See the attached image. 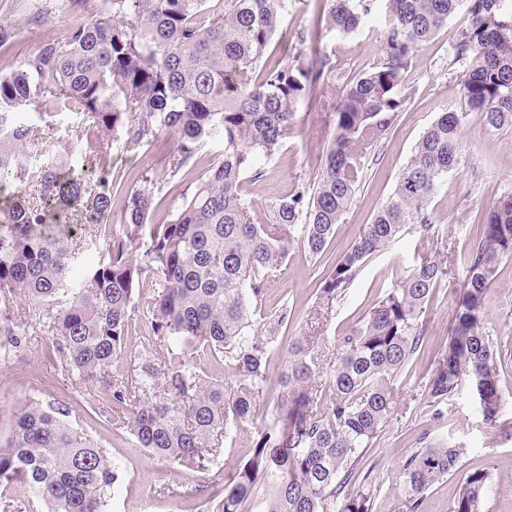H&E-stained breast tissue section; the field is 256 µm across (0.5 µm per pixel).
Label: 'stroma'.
<instances>
[{"label":"stroma","instance_id":"stroma-1","mask_svg":"<svg viewBox=\"0 0 512 512\" xmlns=\"http://www.w3.org/2000/svg\"><path fill=\"white\" fill-rule=\"evenodd\" d=\"M25 3L26 0H0V23L13 28L10 43L0 48V73L14 70L43 42L61 38L59 20H66L70 25L84 24L109 8V0H84L78 9L61 10L51 14L43 25L31 26L24 16ZM465 22L464 14H456L416 56L407 74L411 98L338 224L329 250L313 257L303 249L293 248L284 277L271 283L270 305H287L290 319L287 329L279 334L278 349L269 366L270 377H277L294 337L319 333L323 338L322 355L328 359L335 357L337 338L361 320L422 257L433 252L431 240L405 232L362 268L324 316H316L323 273L358 236L363 225L370 223L392 192L425 129L440 113L463 110L459 86L449 72L448 44ZM382 28L381 18L375 16L364 22L357 33H326L322 48L332 59L333 74L323 86L319 103L298 104L278 155L264 164V177L247 184V191L256 199L269 202L290 194L297 183L313 180L335 127L336 105L346 86L376 63ZM461 142L463 160L431 203L447 257L422 317L424 348L401 375L408 393L425 382L436 354L448 341L450 318L464 277L460 258L479 241L486 206L504 192L512 191V132L492 136L471 120L462 128ZM176 144L175 134L169 132L136 151L112 152L113 171L119 180L129 181L140 171L153 169L161 196V203L150 218L154 224L168 221L186 191L184 182L165 173L168 155ZM485 326L498 346L500 385L512 393V256L504 258L498 267L486 301ZM57 399L69 402L72 426L105 448L120 465L121 475L112 490L111 512H189L198 506L206 495L220 490L225 477L247 460L254 438L268 422L277 401L276 395L266 396L257 405L253 417L234 435L232 443L225 446L223 456L210 463L206 473L200 474L149 456L136 447L128 433L113 431L100 416L101 411L111 407L107 395L90 392L84 384L68 380L52 353L51 340L44 336L32 337L20 355L0 357V442L10 436L24 403L30 400L48 403ZM477 410V400L466 392L441 419H431L426 407L414 405L400 420L392 422L376 448L364 459L365 466L373 468L381 485L373 512H405L399 473L417 448L437 440L464 446L461 460L464 469L491 472V490L484 512H512V405L504 409L492 428L479 421Z\"/></svg>","mask_w":512,"mask_h":512}]
</instances>
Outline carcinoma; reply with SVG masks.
<instances>
[{"label": "carcinoma", "instance_id": "carcinoma-1", "mask_svg": "<svg viewBox=\"0 0 512 512\" xmlns=\"http://www.w3.org/2000/svg\"><path fill=\"white\" fill-rule=\"evenodd\" d=\"M309 29L295 33L306 60L271 49L283 35L286 0H224L206 17V0H110L109 14L47 41L0 75V351L12 355L41 332L53 338L62 371L112 397L115 429L147 453L202 472L269 392L268 366L288 305L267 308L269 286L299 246L327 251L411 97L415 55L459 12L467 23L448 47L464 111L443 112L424 131L392 193L325 272L330 304L366 263L412 229L438 239L431 199L461 161L460 134L471 119L512 131V0H321ZM56 8L37 0L27 23ZM384 16L377 63L336 105V125L313 182L270 204L243 189L264 177L297 105L315 103L331 77L319 47L323 31L355 33ZM51 99L76 116L74 137L53 138L54 124L27 122L22 110ZM178 136L167 173L191 191L165 224H151L159 188L145 170L125 185L112 175V148L128 151ZM221 134L223 159L195 174L201 142ZM118 210L122 229L93 265L79 262L82 232ZM512 255V192L490 202L482 235L461 257L465 277L448 343L433 362L424 401L438 419L470 389L484 425L508 400L484 323V303L501 260ZM441 271L423 258L337 340L332 362L309 340L290 341L277 377L270 423L223 493L202 512H373L379 484L361 461L398 414L399 378L420 353L422 315ZM143 288L155 345L122 372L134 332L131 313ZM25 302L40 317L15 315ZM228 368L229 382L208 375L197 357ZM64 400H31L0 443V483L19 479L45 512H109L118 466L106 449L68 422ZM463 449L443 442L417 449L400 481L414 512L440 480L460 475L451 512H483L487 470L460 473Z\"/></svg>", "mask_w": 512, "mask_h": 512}]
</instances>
